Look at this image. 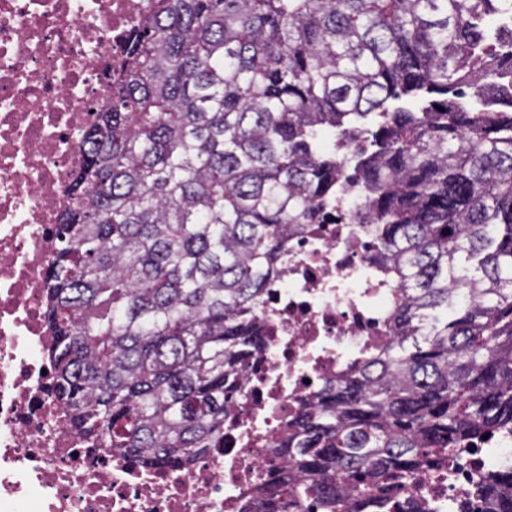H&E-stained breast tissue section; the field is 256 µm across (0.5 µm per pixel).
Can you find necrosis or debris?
Returning a JSON list of instances; mask_svg holds the SVG:
<instances>
[{
	"label": "necrosis or debris",
	"instance_id": "1",
	"mask_svg": "<svg viewBox=\"0 0 512 512\" xmlns=\"http://www.w3.org/2000/svg\"><path fill=\"white\" fill-rule=\"evenodd\" d=\"M148 0H0V512H270L260 486L283 469L271 448L307 400L391 339L395 291L380 276L377 227L341 185L323 216L286 241L263 298L266 343L224 423V445L188 469L142 472L91 447L54 393L43 323L53 230L70 204L77 144L111 94ZM512 466L501 428L422 465L397 490L404 512L472 501Z\"/></svg>",
	"mask_w": 512,
	"mask_h": 512
}]
</instances>
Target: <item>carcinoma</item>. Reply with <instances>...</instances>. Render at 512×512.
Instances as JSON below:
<instances>
[{"label":"carcinoma","mask_w":512,"mask_h":512,"mask_svg":"<svg viewBox=\"0 0 512 512\" xmlns=\"http://www.w3.org/2000/svg\"><path fill=\"white\" fill-rule=\"evenodd\" d=\"M512 0H153L79 141L44 321L80 434L132 467L224 443L283 239L341 182L393 338L303 407L261 487L352 512L512 425ZM512 512V474L479 487Z\"/></svg>","instance_id":"cac0c4a2"}]
</instances>
